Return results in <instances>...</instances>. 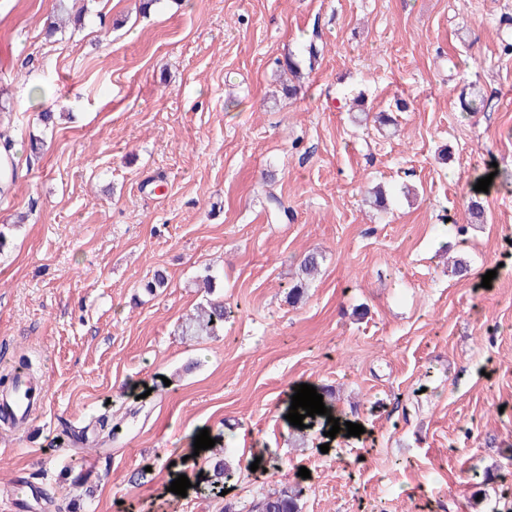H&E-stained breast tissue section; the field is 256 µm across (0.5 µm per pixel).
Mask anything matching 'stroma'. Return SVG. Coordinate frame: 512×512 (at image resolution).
<instances>
[{
    "label": "stroma",
    "mask_w": 512,
    "mask_h": 512,
    "mask_svg": "<svg viewBox=\"0 0 512 512\" xmlns=\"http://www.w3.org/2000/svg\"><path fill=\"white\" fill-rule=\"evenodd\" d=\"M138 5L0 0L17 146L0 375L24 355L46 388L28 425L0 424V512H58L80 474L91 512H248L296 484L301 512H512V0ZM77 9L81 25L45 37ZM311 44L283 94L286 59ZM473 81L490 110L462 109ZM360 94L376 112L402 102L397 128L360 123ZM378 185L384 212L367 202ZM272 195L288 219L270 218ZM312 249L321 272L290 303ZM206 269L231 315L190 341ZM158 270L168 285L147 293ZM302 383L335 390L363 434L330 440L320 420L294 447ZM104 414L123 417L118 437ZM203 429L238 465L227 492L193 455Z\"/></svg>",
    "instance_id": "obj_1"
}]
</instances>
